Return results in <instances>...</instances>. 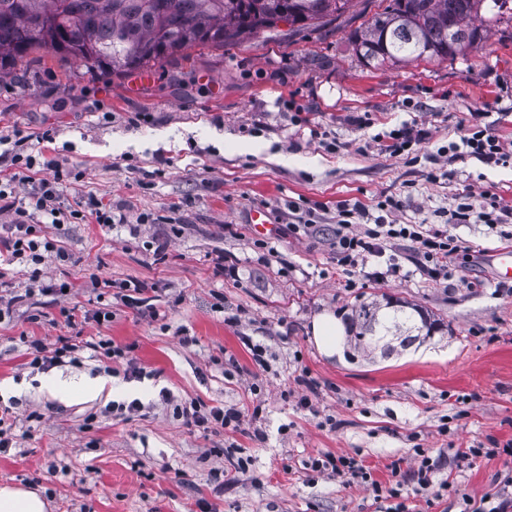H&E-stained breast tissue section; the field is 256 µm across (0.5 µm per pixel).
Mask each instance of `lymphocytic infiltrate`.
<instances>
[{
  "label": "lymphocytic infiltrate",
  "instance_id": "lymphocytic-infiltrate-1",
  "mask_svg": "<svg viewBox=\"0 0 512 512\" xmlns=\"http://www.w3.org/2000/svg\"><path fill=\"white\" fill-rule=\"evenodd\" d=\"M484 119V113L473 114L461 141L449 143L448 152L454 154L463 148L469 155L487 163L497 165L511 161L512 150H506L499 140L488 135ZM62 180V173L54 172L52 180L42 182L38 192L32 195L30 206L27 207L9 201L7 192L0 188V208L13 215L7 235H0V262L8 265L17 261L27 264L30 268L31 281L39 284L42 292L56 296L63 295L65 286L61 283L45 282L42 267L46 259L65 262L69 256L54 241L41 237V227L34 224L33 214L37 211L50 213V203L56 197L57 187ZM387 207V202H378L377 208L381 215L371 224L364 221V207H341L340 220L335 232L338 266L348 274L374 266L384 268L386 274L400 275L401 267L390 254L389 248L392 241L401 239L417 244L420 273L439 283L454 278L459 268L454 265L453 260L465 251L461 242L443 230H427L419 224L386 221L382 212ZM507 214V209L501 207L496 194L486 191L476 197L468 193L465 194L463 202L449 212L448 221L452 224H464L475 216L488 228L494 229L502 223ZM173 411L182 418L185 425L216 434L238 430L243 417L242 412L237 409L209 407L197 400L175 404ZM305 468L318 474L352 479L369 488L375 498L393 499L394 504L390 512H410L409 506L400 499L399 489L381 485L356 457L321 454L309 458Z\"/></svg>",
  "mask_w": 512,
  "mask_h": 512
}]
</instances>
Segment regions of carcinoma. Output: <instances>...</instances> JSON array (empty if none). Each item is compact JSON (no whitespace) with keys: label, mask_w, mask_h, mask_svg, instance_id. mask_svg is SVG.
I'll list each match as a JSON object with an SVG mask.
<instances>
[{"label":"carcinoma","mask_w":512,"mask_h":512,"mask_svg":"<svg viewBox=\"0 0 512 512\" xmlns=\"http://www.w3.org/2000/svg\"><path fill=\"white\" fill-rule=\"evenodd\" d=\"M351 0H0V76L36 47L50 49L114 76L150 70L152 64L195 46L222 47L230 40L276 27L273 9H298L296 30L343 15ZM509 0H388L350 35L368 64L446 59L455 55L448 29L484 39L474 20L500 14ZM376 303L354 309L355 345L399 336L403 348L439 323L420 309L409 312Z\"/></svg>","instance_id":"cac0c4a2"}]
</instances>
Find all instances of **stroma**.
<instances>
[{
    "label": "stroma",
    "mask_w": 512,
    "mask_h": 512,
    "mask_svg": "<svg viewBox=\"0 0 512 512\" xmlns=\"http://www.w3.org/2000/svg\"><path fill=\"white\" fill-rule=\"evenodd\" d=\"M383 8L382 0H351L339 19L317 28L280 25L221 48L195 47L157 64L147 81L63 62L45 49L0 79V137L22 131L35 157L28 178L13 184L15 198L54 168L82 174L60 185V222L44 227L70 255L49 261L45 277L73 282L71 295L30 290L20 266L0 280L5 296L24 297L0 321V397L16 400L0 485L41 490L48 512H199L202 501L216 512H385L386 501L364 485L304 468L311 456L350 454L386 486L399 469L412 512H463L464 497L496 492L512 477V457L501 452L512 442V292L499 287L490 257L512 244V223L496 233L477 220L448 221L468 189L512 207V164L440 152L459 141L474 112L489 113V135L512 144V19L485 20L484 40L454 57L373 68L356 55L350 33ZM363 113L371 126L355 125ZM404 122L428 132L413 162L391 156L379 139ZM315 126L337 150L311 137ZM89 196L123 223H73L70 210ZM386 198L402 203L398 223L445 227L469 246L473 260L461 274L482 287L417 273L408 241L396 248L403 277L344 287L332 246L338 207L357 202L374 217ZM257 207L270 217L264 234L249 222ZM144 213L153 223H140ZM305 223L310 231L291 232ZM133 224L139 235H130ZM151 236L165 241L164 260L143 248ZM259 239L270 251L255 248ZM219 250L237 260L238 277L215 269ZM92 273L104 290L92 288ZM114 281L148 287L152 309L116 304L111 322H84ZM388 297L428 312L439 330L386 355L353 348L355 331L346 326L339 354L319 351L315 316L345 322L353 306ZM63 306L74 309L76 325L61 322ZM155 309L165 322L153 320ZM24 334L49 345L104 335L130 345L150 376H116L111 396L64 401L55 381L106 376L104 364L84 348L77 363L31 372ZM252 342L265 346V366L254 363ZM229 356L240 372L228 380ZM303 374L315 391L300 383ZM255 383L265 399L258 415ZM163 388L182 401L236 408L244 421L220 435L186 426L160 401ZM135 398L143 408L128 417L106 409ZM471 448L495 454L464 459ZM420 449L453 491L438 496L411 480ZM240 458L247 468H234ZM215 467L228 473L220 491Z\"/></svg>",
    "instance_id": "obj_1"
}]
</instances>
